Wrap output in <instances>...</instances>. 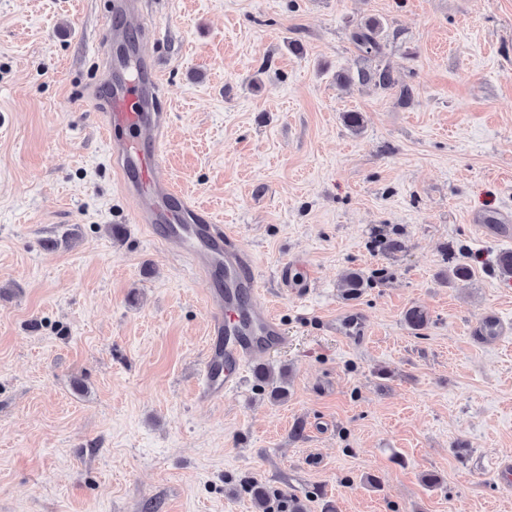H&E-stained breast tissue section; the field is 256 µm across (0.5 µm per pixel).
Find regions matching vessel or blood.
<instances>
[{
  "mask_svg": "<svg viewBox=\"0 0 512 512\" xmlns=\"http://www.w3.org/2000/svg\"><path fill=\"white\" fill-rule=\"evenodd\" d=\"M133 71L127 82L114 86L99 112L108 155L132 205L135 223L178 248L183 261L206 281L223 276L224 284L211 294L213 314L199 396L218 401L236 388L240 371L252 359L282 347L286 333L275 315L256 300L258 280L252 256L209 212L190 202L174 186L157 147L170 114L155 108L161 86L160 66L146 53L128 58ZM512 332L498 315L483 318L477 341L494 343Z\"/></svg>",
  "mask_w": 512,
  "mask_h": 512,
  "instance_id": "b4317fda",
  "label": "vessel or blood"
}]
</instances>
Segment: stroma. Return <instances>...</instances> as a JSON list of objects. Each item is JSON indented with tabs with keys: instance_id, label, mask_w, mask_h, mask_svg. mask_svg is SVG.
Returning a JSON list of instances; mask_svg holds the SVG:
<instances>
[{
	"instance_id": "1",
	"label": "stroma",
	"mask_w": 512,
	"mask_h": 512,
	"mask_svg": "<svg viewBox=\"0 0 512 512\" xmlns=\"http://www.w3.org/2000/svg\"><path fill=\"white\" fill-rule=\"evenodd\" d=\"M371 18L408 104L336 81L366 67L350 33ZM125 24L112 0H0V512H256L257 483L271 512H512V336L470 340L489 312L512 321L506 244L473 223L512 218V0L142 11L164 160L254 257L288 333L261 358L282 400L249 367L197 397L209 286L133 223L97 122L92 79Z\"/></svg>"
}]
</instances>
